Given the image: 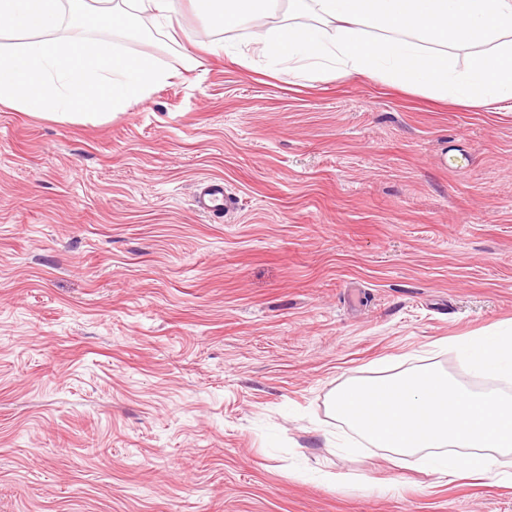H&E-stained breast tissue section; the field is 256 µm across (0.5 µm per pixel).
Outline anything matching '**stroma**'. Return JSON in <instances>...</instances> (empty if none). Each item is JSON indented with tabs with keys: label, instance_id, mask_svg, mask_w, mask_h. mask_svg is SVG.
Here are the masks:
<instances>
[{
	"label": "stroma",
	"instance_id": "obj_1",
	"mask_svg": "<svg viewBox=\"0 0 512 512\" xmlns=\"http://www.w3.org/2000/svg\"><path fill=\"white\" fill-rule=\"evenodd\" d=\"M176 7L122 42L171 74L145 101L0 107V512H512L327 408L375 368L512 393L447 348L512 324V112L202 56L252 28ZM192 201L197 212L219 221L236 209V199L226 191L224 180L219 177L199 179L194 185Z\"/></svg>",
	"mask_w": 512,
	"mask_h": 512
}]
</instances>
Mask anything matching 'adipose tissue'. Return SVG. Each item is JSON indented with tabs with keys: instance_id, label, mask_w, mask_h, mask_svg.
I'll return each instance as SVG.
<instances>
[{
	"instance_id": "obj_1",
	"label": "adipose tissue",
	"mask_w": 512,
	"mask_h": 512,
	"mask_svg": "<svg viewBox=\"0 0 512 512\" xmlns=\"http://www.w3.org/2000/svg\"><path fill=\"white\" fill-rule=\"evenodd\" d=\"M176 0H0V106L79 121L127 111L170 77L117 36L140 35L144 19L170 23ZM310 12L314 22L299 23ZM212 25L258 28V53L308 79L366 76L465 106L512 110V0H212ZM92 35H61L62 24ZM109 29L113 38L98 37ZM480 44L456 73L450 51ZM476 370L512 375V327L457 343Z\"/></svg>"
}]
</instances>
